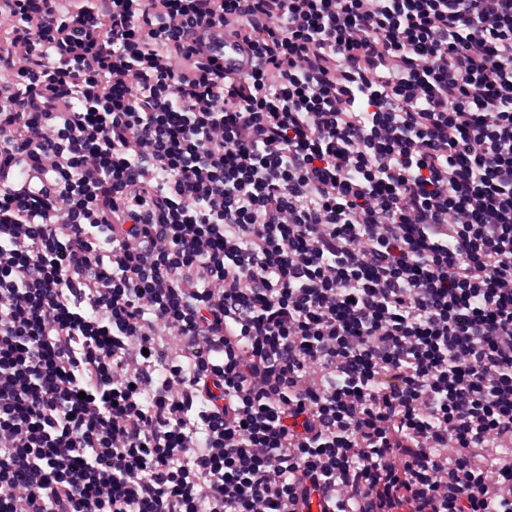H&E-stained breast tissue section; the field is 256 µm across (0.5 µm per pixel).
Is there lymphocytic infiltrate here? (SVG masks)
Returning a JSON list of instances; mask_svg holds the SVG:
<instances>
[{
	"mask_svg": "<svg viewBox=\"0 0 512 512\" xmlns=\"http://www.w3.org/2000/svg\"><path fill=\"white\" fill-rule=\"evenodd\" d=\"M317 497L512 512V0H0V512ZM224 36V68L225 70L235 69L245 72L251 68L252 59L248 54L247 46L240 40L230 41ZM226 41V42H225Z\"/></svg>",
	"mask_w": 512,
	"mask_h": 512,
	"instance_id": "1",
	"label": "lymphocytic infiltrate"
}]
</instances>
